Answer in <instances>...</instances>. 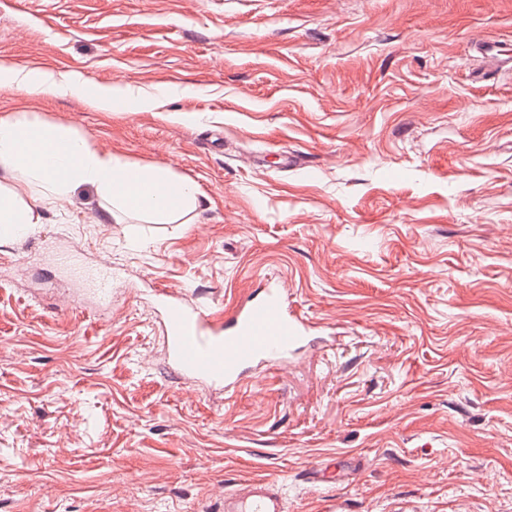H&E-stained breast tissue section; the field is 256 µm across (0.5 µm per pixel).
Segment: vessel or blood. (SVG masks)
Instances as JSON below:
<instances>
[{
	"instance_id": "b4317fda",
	"label": "vessel or blood",
	"mask_w": 512,
	"mask_h": 512,
	"mask_svg": "<svg viewBox=\"0 0 512 512\" xmlns=\"http://www.w3.org/2000/svg\"><path fill=\"white\" fill-rule=\"evenodd\" d=\"M97 307L112 304V274L95 266L88 278ZM154 309L164 330L168 360L185 380L228 391L254 366L287 360L307 340L310 326L288 309L281 288L267 286L225 324H215L180 291L159 288ZM224 512H286L280 484L265 479L242 483L224 495Z\"/></svg>"
}]
</instances>
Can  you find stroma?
Returning <instances> with one entry per match:
<instances>
[{"instance_id":"obj_1","label":"stroma","mask_w":512,"mask_h":512,"mask_svg":"<svg viewBox=\"0 0 512 512\" xmlns=\"http://www.w3.org/2000/svg\"><path fill=\"white\" fill-rule=\"evenodd\" d=\"M512 0H0V57L80 96L12 109L204 194L110 224L92 189L0 244V512H512ZM134 88L131 112L89 99ZM112 269V308L72 272ZM312 326L233 393L176 379L150 304L266 285ZM352 453L324 485L305 472ZM280 484L253 479L224 495V512H286Z\"/></svg>"}]
</instances>
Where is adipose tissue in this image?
Wrapping results in <instances>:
<instances>
[{
  "instance_id": "obj_1",
  "label": "adipose tissue",
  "mask_w": 512,
  "mask_h": 512,
  "mask_svg": "<svg viewBox=\"0 0 512 512\" xmlns=\"http://www.w3.org/2000/svg\"><path fill=\"white\" fill-rule=\"evenodd\" d=\"M2 83L28 94L82 92L73 81L25 72L0 57ZM83 185L94 188L103 219L116 224L131 216L152 224H191L202 204L198 186L169 168L99 151L70 128L23 112L0 114V242L34 232L46 205L71 198Z\"/></svg>"
}]
</instances>
